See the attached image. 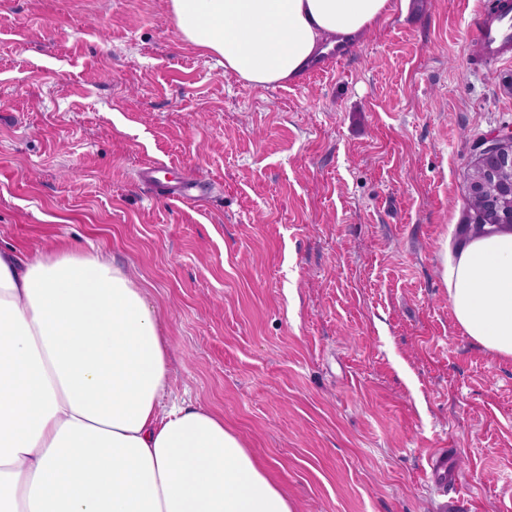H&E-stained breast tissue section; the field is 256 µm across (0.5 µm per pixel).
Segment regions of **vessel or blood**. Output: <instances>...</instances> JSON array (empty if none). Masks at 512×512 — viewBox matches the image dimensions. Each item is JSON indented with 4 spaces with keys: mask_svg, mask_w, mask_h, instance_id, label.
Here are the masks:
<instances>
[{
    "mask_svg": "<svg viewBox=\"0 0 512 512\" xmlns=\"http://www.w3.org/2000/svg\"><path fill=\"white\" fill-rule=\"evenodd\" d=\"M480 21L473 35L474 56L478 61L498 60L512 45V0H486L479 8ZM168 199L189 202L208 191L204 182L177 178L161 183ZM431 475L438 495L442 496V512H468L467 502L455 471L448 468L446 451H438L429 459Z\"/></svg>",
    "mask_w": 512,
    "mask_h": 512,
    "instance_id": "obj_1",
    "label": "vessel or blood"
}]
</instances>
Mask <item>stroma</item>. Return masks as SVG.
<instances>
[{
	"label": "stroma",
	"instance_id": "1",
	"mask_svg": "<svg viewBox=\"0 0 512 512\" xmlns=\"http://www.w3.org/2000/svg\"><path fill=\"white\" fill-rule=\"evenodd\" d=\"M477 0H407L336 67L256 88L168 0H0V244L123 266L156 306L164 406L224 418L297 512H512V359L457 328L443 244L472 145L512 126ZM153 163L212 184L189 204ZM429 466L435 479L436 491L445 499L441 505L442 511L467 512L469 508L466 498L459 486L456 472L448 469V454L444 448L431 455Z\"/></svg>",
	"mask_w": 512,
	"mask_h": 512
}]
</instances>
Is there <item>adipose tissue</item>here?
<instances>
[{
  "label": "adipose tissue",
  "instance_id": "adipose-tissue-1",
  "mask_svg": "<svg viewBox=\"0 0 512 512\" xmlns=\"http://www.w3.org/2000/svg\"><path fill=\"white\" fill-rule=\"evenodd\" d=\"M177 32L255 87L297 81L395 0H168ZM456 325L512 358V231L442 250ZM155 306L96 251L0 246V512H296L221 416L163 407Z\"/></svg>",
  "mask_w": 512,
  "mask_h": 512
}]
</instances>
